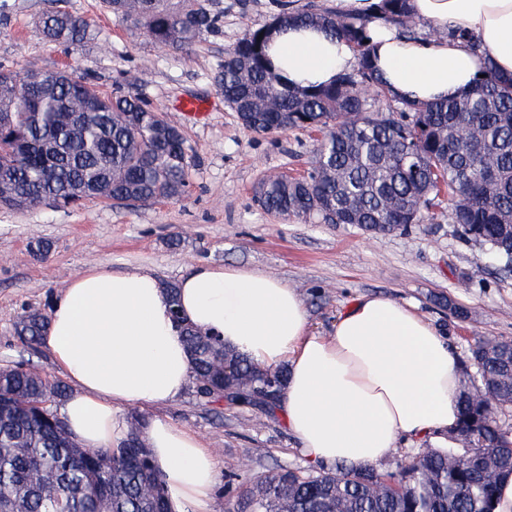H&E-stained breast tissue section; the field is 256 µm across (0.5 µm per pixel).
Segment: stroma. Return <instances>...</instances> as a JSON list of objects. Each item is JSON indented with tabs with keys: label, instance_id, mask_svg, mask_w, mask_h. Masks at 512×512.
Wrapping results in <instances>:
<instances>
[{
	"label": "stroma",
	"instance_id": "35a3bbf8",
	"mask_svg": "<svg viewBox=\"0 0 512 512\" xmlns=\"http://www.w3.org/2000/svg\"><path fill=\"white\" fill-rule=\"evenodd\" d=\"M277 2L214 0L221 29L187 57L115 20L101 0H7L0 9V67L17 71L36 59L47 69L83 72L102 92L137 93L167 111L193 150L189 193L178 201L135 209L97 199L69 210L0 208V367L24 361L60 379L49 352L27 346L16 324L26 310L49 312L58 290L95 262L116 272L147 267L170 283L201 262L257 269L297 289L318 336L331 335L339 313L356 299L383 295L432 321L462 365L475 337L512 339V273L498 270L485 248L459 235L446 199L423 223L376 236L354 224L287 220L256 203L253 188L264 175L307 173L317 135L248 130L225 105L214 75L245 28L272 22ZM55 8L87 18L94 38L71 48L48 42L38 19ZM184 98L206 103L207 116L191 120L174 111ZM40 241L50 245L42 258L34 254ZM125 413L142 421L164 415L203 438L217 460L215 512H246L257 476L335 469L310 462L281 417L207 405L191 388L171 403L133 405Z\"/></svg>",
	"mask_w": 512,
	"mask_h": 512
}]
</instances>
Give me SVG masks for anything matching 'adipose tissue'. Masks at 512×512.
Wrapping results in <instances>:
<instances>
[{
  "label": "adipose tissue",
  "mask_w": 512,
  "mask_h": 512,
  "mask_svg": "<svg viewBox=\"0 0 512 512\" xmlns=\"http://www.w3.org/2000/svg\"><path fill=\"white\" fill-rule=\"evenodd\" d=\"M408 7L425 32L406 35L380 20V0H336L338 13L369 20L374 64L396 97L459 98L489 67L512 79V0ZM269 55L296 87L331 83L355 63L348 43L317 26L273 28ZM177 288L186 323L255 363L286 368L277 413L310 461L372 465L401 439L442 434L457 421V359L412 306L360 297L323 337L310 333L298 291L276 277L196 264ZM171 308L166 282L145 268L92 263L56 293L43 344L68 383L59 412L82 447L117 445L128 429L125 408L175 400L190 385V354ZM142 434L173 512H211L216 459L203 439L160 416Z\"/></svg>",
  "instance_id": "adipose-tissue-1"
}]
</instances>
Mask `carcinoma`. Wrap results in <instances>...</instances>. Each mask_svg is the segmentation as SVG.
Returning a JSON list of instances; mask_svg holds the SVG:
<instances>
[{"label":"carcinoma","instance_id":"cac0c4a2","mask_svg":"<svg viewBox=\"0 0 512 512\" xmlns=\"http://www.w3.org/2000/svg\"><path fill=\"white\" fill-rule=\"evenodd\" d=\"M112 16L142 25L153 42L189 54L197 40L220 30L210 0H104ZM408 0H381L379 19L405 34L415 19ZM317 24L346 40L357 63L328 85L291 87L272 69L271 25L246 28L225 51L215 81L224 103L257 133L292 129L321 133L310 171L300 178L269 176L255 187L259 205L285 218L317 217L357 224L372 234L420 224L440 196L448 221L503 263L512 257V81L493 68L462 98L423 104L398 101L386 112L367 107L362 89L392 94L370 54L369 20L312 5L288 19ZM45 38L66 47L90 36L86 18L62 9L42 17ZM29 62L20 72L0 69V207L44 202L66 209L97 197L128 208L179 200L189 191L190 148L178 125L141 96L116 88L105 96L73 70L44 83ZM90 194L81 196L78 191ZM47 322L25 311L17 333L39 342ZM192 384L208 404L210 386L225 378L241 403L271 413L254 395L285 387L279 369L224 347L218 336L185 329ZM472 379L458 396L459 417L448 447L428 446L385 477L368 466L338 472L302 470L259 477L249 512H493L500 480L512 475V425L498 411L512 409V339L480 336L470 348ZM65 387L29 364L0 368V512H172L169 493L134 419L112 448H82L57 410Z\"/></svg>","mask_w":512,"mask_h":512}]
</instances>
